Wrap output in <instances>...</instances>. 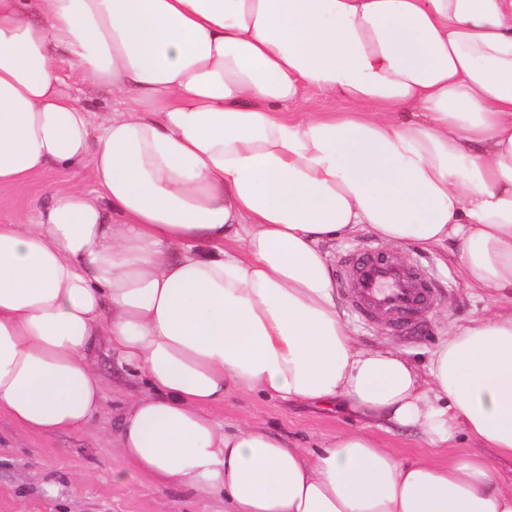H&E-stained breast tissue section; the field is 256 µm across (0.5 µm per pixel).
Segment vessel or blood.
Listing matches in <instances>:
<instances>
[{
  "mask_svg": "<svg viewBox=\"0 0 512 512\" xmlns=\"http://www.w3.org/2000/svg\"><path fill=\"white\" fill-rule=\"evenodd\" d=\"M339 274L355 310L370 318L384 317L397 330L416 324L432 301L433 292L418 268L374 254L345 256Z\"/></svg>",
  "mask_w": 512,
  "mask_h": 512,
  "instance_id": "obj_1",
  "label": "vessel or blood"
}]
</instances>
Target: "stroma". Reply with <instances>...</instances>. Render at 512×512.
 Wrapping results in <instances>:
<instances>
[{
    "label": "stroma",
    "instance_id": "1",
    "mask_svg": "<svg viewBox=\"0 0 512 512\" xmlns=\"http://www.w3.org/2000/svg\"><path fill=\"white\" fill-rule=\"evenodd\" d=\"M64 73L69 90L78 92L100 119L126 109L125 98L105 88L86 86L76 65L65 64ZM74 184L86 192L94 191L89 166H81L66 177L47 170L12 184H0V224L17 222L23 208L46 206ZM386 254L404 264L421 262L438 284V298L419 325L397 332L384 320L366 321L352 309L342 287L336 290L338 304L362 343L399 350L418 365H425L428 350L442 333L450 326L484 316L488 301L481 291L466 286L459 258L450 250L407 246L387 249ZM93 365L102 378V406L83 430L30 432L0 411V512H213V504L178 488H159L144 477L126 473L124 461L112 445V432L125 403L145 385L116 355H99ZM215 417L230 429L247 421L257 422L311 450L326 447L335 436L363 426L357 416L340 409L328 412L309 403L287 404L254 394L229 397ZM376 436L402 459L424 455L444 462L452 455L483 451L462 432L448 449L429 447L407 428L380 430Z\"/></svg>",
    "mask_w": 512,
    "mask_h": 512
}]
</instances>
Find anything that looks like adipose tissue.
Listing matches in <instances>:
<instances>
[{"instance_id":"adipose-tissue-1","label":"adipose tissue","mask_w":512,"mask_h":512,"mask_svg":"<svg viewBox=\"0 0 512 512\" xmlns=\"http://www.w3.org/2000/svg\"><path fill=\"white\" fill-rule=\"evenodd\" d=\"M129 105L62 92L63 64ZM355 112L288 116L302 89ZM89 163L0 224V410L37 433L99 411L92 357L141 375L128 470L224 512H512V0H0V184ZM452 247L491 303L425 367L361 344L323 242ZM366 428L311 451L215 418L229 392ZM484 454L402 461L374 429Z\"/></svg>"}]
</instances>
